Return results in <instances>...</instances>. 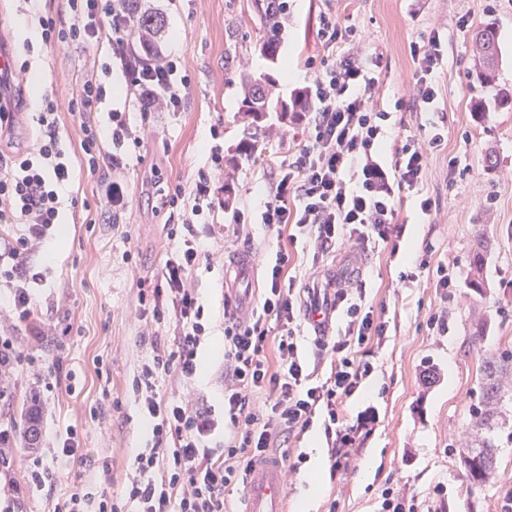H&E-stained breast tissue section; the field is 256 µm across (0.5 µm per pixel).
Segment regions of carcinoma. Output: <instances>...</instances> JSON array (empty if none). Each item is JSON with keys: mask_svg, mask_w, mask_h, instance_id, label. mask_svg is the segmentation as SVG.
I'll return each instance as SVG.
<instances>
[{"mask_svg": "<svg viewBox=\"0 0 512 512\" xmlns=\"http://www.w3.org/2000/svg\"><path fill=\"white\" fill-rule=\"evenodd\" d=\"M251 10L260 19L263 33L259 50L269 61L275 60V54L284 32V20L288 15L287 0H251ZM164 27V17L157 13L140 12L137 18L135 36L142 38L145 45H155V38ZM481 70L479 79L481 87L495 86L499 70L500 47L497 32L486 27L475 38ZM228 83L235 85L242 92L239 114L247 122L244 139L236 148L235 155L228 159L232 166L239 164L253 151L252 140L261 130V123L271 112L280 113L281 119L308 111L310 97L306 90H299L285 101L273 96L275 85L271 74L253 73L247 69L234 72L226 77ZM504 365L495 356L482 360L480 366V388L482 400L472 408V423L480 435L471 440L467 448L460 450L464 465L470 479L475 484L486 482L495 471L498 445L492 439V433L500 428L498 404L503 397L502 377ZM37 394L32 393L26 403L22 404L19 414V443L23 448H36L41 437V413Z\"/></svg>", "mask_w": 512, "mask_h": 512, "instance_id": "1", "label": "carcinoma"}]
</instances>
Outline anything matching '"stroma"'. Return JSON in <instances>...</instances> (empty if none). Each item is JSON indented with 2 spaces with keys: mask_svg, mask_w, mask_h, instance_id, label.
I'll use <instances>...</instances> for the list:
<instances>
[{
  "mask_svg": "<svg viewBox=\"0 0 512 512\" xmlns=\"http://www.w3.org/2000/svg\"><path fill=\"white\" fill-rule=\"evenodd\" d=\"M141 9L166 19L158 38L162 52L181 56L189 66L182 112L141 114L137 93L109 44H79L63 50L44 45L32 15L50 11L69 24L66 0H0V46L13 48L29 60V73L19 75L17 87L26 91L28 105L20 114L14 143L31 144L33 115L41 100L35 90L51 91L57 103L61 133L71 149L80 143L79 117L71 98L79 83L97 77L107 90L100 114L120 109L132 124H147L143 143L130 152L121 177L132 194L118 225L101 212L94 179L76 171L62 191L60 222L45 239L38 259L43 280L34 287L36 308L30 322L11 331L27 362L18 370L6 398L0 399V420L12 421L28 393H37L43 406L41 445L53 447L66 428H76L89 454L111 465L110 490L121 493L132 453L150 440L151 426L142 415L132 380L147 350L142 325L131 315L137 283L160 275L168 247L167 227L178 214L156 206L163 182L184 181L211 165L212 146L232 155L244 135L235 86L225 84V67L269 72L278 80L281 97L294 88L311 86L326 54L319 41L318 19L325 0H288V27L282 44L287 63H270L259 52L260 26L251 17L250 0H138ZM345 25L364 39V61L376 68L382 84L381 110L387 111L386 137L380 151L391 164L397 147L407 139L442 130L444 143L431 149L427 175L416 189L396 197L398 254L379 246L342 250L329 258V269L345 261L358 264V280L386 342L377 349L375 370L360 391L348 400V414L365 405L378 410V423L358 460L343 475L330 478L319 428L291 441L292 452L308 456L301 471L287 477L288 512L309 480L320 492L310 512H377L384 487L415 495L422 512H498L505 492L512 490V372L503 377L500 406L503 428L494 438L500 448L492 480L473 484L461 463L460 450L471 439L470 411L480 398L478 365L487 354L512 356V100L498 103V93L512 96V0H335ZM499 34L501 61L494 90L476 80L478 56L472 34L485 23ZM439 35L443 62L437 72L439 101L433 111L396 110L408 99L414 79V46ZM33 44L26 53L25 44ZM238 51L226 55L228 46ZM296 70L297 84L281 82L283 66ZM291 136L283 142L260 140L259 162L236 171L235 195L224 223L240 205L259 208L267 174L287 161L297 144L301 125L278 121ZM219 137H212V130ZM497 166L486 170L487 151ZM430 199L422 211V199ZM484 242L485 268L481 287H472L471 258ZM445 265L456 274L454 288H434L433 278L420 269L421 258ZM193 281L210 311V323L200 348L202 368L191 384L162 380L167 395L193 391L217 406L222 401L223 356L212 353L224 336V268L198 267ZM441 315L444 329H430V315ZM72 325L60 335L57 321ZM63 357L74 380L72 390L48 392L34 365ZM120 404L111 417L94 419L91 408L103 398ZM448 486L435 501L437 483Z\"/></svg>",
  "mask_w": 512,
  "mask_h": 512,
  "instance_id": "35a3bbf8",
  "label": "stroma"
}]
</instances>
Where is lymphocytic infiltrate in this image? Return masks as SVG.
<instances>
[{
	"label": "lymphocytic infiltrate",
	"mask_w": 512,
	"mask_h": 512,
	"mask_svg": "<svg viewBox=\"0 0 512 512\" xmlns=\"http://www.w3.org/2000/svg\"><path fill=\"white\" fill-rule=\"evenodd\" d=\"M67 4L69 25L37 14L43 43L63 49L73 42H108L126 60L129 84L143 104L181 111L189 81L186 66L180 57L149 52L136 41L130 0ZM319 27L324 49L336 61L313 81L314 106L305 117L303 146L268 178L259 212L234 209L231 223L211 225L210 239H250L258 221L276 237H303L316 264L372 239L390 242L398 232L396 193L422 182L427 150L441 146L444 137L436 132L426 140L408 139L396 151L393 170H386L374 156L384 135L379 79L363 64L361 40L330 8L320 14ZM414 58L418 67L410 103L435 107L440 40L415 47ZM104 95L102 84L88 79L72 103L81 119L80 153L67 151L49 96L36 115L38 135L32 146L0 150V223L20 227L17 235L0 238V288L9 292L0 327L31 317L32 288L42 279L34 254L58 220L59 189L72 179L75 167L95 177L99 200L112 219H119L130 202L112 175L124 169L125 148L140 145L144 132L132 128L125 113L110 112L113 149L101 152L97 110ZM212 162L191 181L169 187L163 204L179 210L183 232L160 276L138 285L134 314L150 331V351L134 378V390L151 423L152 443L132 456L121 496L106 489L94 496L81 484L57 493L56 471L40 456L32 468L14 472V429L0 424V475L6 485L0 512H20L35 486L46 490L48 512H227L225 491L244 486L257 461L278 455L289 472L301 469L305 455L287 446L316 422L323 428L330 478L356 462L378 415L369 406L351 417L345 405L373 372L374 349L384 343L385 327L376 322L364 294L349 285L337 289L333 303L347 317L345 330L315 338L312 358H304L300 333L305 318L287 251L265 261V286L249 317H238L232 302L224 304L223 420H215L210 406L191 393L168 397L158 389L159 378L187 383L200 368L206 310L192 273L200 264L215 262L217 255L200 243L195 225L223 209V195L231 188L223 157L214 156ZM325 364L330 370L322 379L318 371Z\"/></svg>",
	"instance_id": "1"
}]
</instances>
